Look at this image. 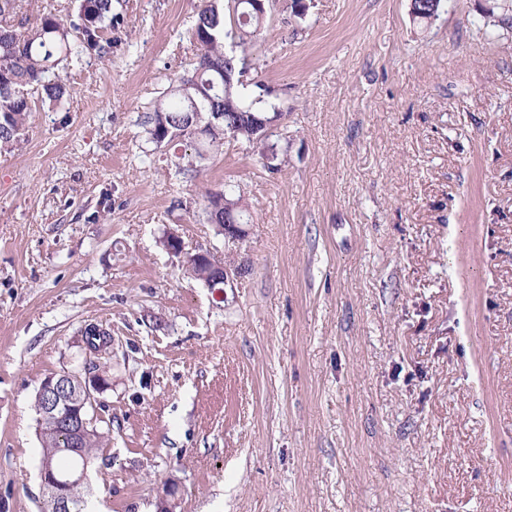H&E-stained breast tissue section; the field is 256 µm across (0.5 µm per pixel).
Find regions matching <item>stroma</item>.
Instances as JSON below:
<instances>
[{"label": "stroma", "mask_w": 512, "mask_h": 512, "mask_svg": "<svg viewBox=\"0 0 512 512\" xmlns=\"http://www.w3.org/2000/svg\"><path fill=\"white\" fill-rule=\"evenodd\" d=\"M506 0H269L249 75L272 171L196 178L141 125L206 0H114L0 148V512H39L42 380L107 330L91 512H512V26ZM233 190L244 239L205 220ZM175 230L182 254L159 239ZM247 271L215 294L189 255Z\"/></svg>", "instance_id": "35a3bbf8"}]
</instances>
